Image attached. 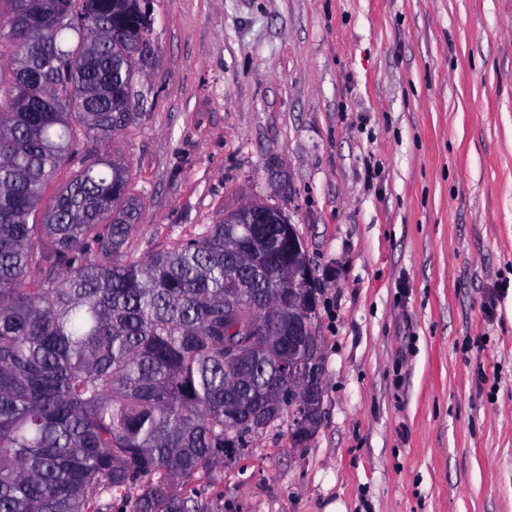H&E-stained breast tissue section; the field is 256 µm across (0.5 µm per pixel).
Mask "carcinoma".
Returning a JSON list of instances; mask_svg holds the SVG:
<instances>
[{
    "mask_svg": "<svg viewBox=\"0 0 512 512\" xmlns=\"http://www.w3.org/2000/svg\"><path fill=\"white\" fill-rule=\"evenodd\" d=\"M152 25L143 0H0V512H211L178 484L224 475L242 403L254 434L286 413L305 440L274 395L288 355L246 335L275 292L288 312L281 225L221 220L136 256L132 174L109 148ZM65 158L78 169L45 202ZM235 276L245 305L226 314Z\"/></svg>",
    "mask_w": 512,
    "mask_h": 512,
    "instance_id": "obj_1",
    "label": "carcinoma"
}]
</instances>
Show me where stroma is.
I'll return each mask as SVG.
<instances>
[{
	"label": "stroma",
	"instance_id": "1",
	"mask_svg": "<svg viewBox=\"0 0 512 512\" xmlns=\"http://www.w3.org/2000/svg\"><path fill=\"white\" fill-rule=\"evenodd\" d=\"M112 148L139 256L253 202L317 283L320 417L213 512H512V0H151Z\"/></svg>",
	"mask_w": 512,
	"mask_h": 512
}]
</instances>
